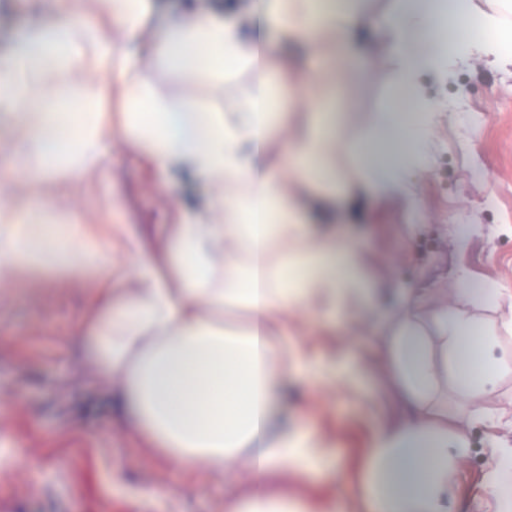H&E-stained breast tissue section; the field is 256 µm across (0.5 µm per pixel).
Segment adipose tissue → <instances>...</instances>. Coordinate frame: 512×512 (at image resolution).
I'll list each match as a JSON object with an SVG mask.
<instances>
[{"label": "adipose tissue", "instance_id": "adipose-tissue-1", "mask_svg": "<svg viewBox=\"0 0 512 512\" xmlns=\"http://www.w3.org/2000/svg\"><path fill=\"white\" fill-rule=\"evenodd\" d=\"M37 23L0 54V151L23 176L0 170V288L28 280L78 285L92 305L78 324L92 361L116 381L131 434L185 472L223 470L246 455L253 484L224 500V512H336L329 496H292L275 479L311 478L322 433L288 422V369L307 351L294 310L317 323L349 322L344 306L367 293L364 254L337 245L336 153L373 145L350 204L352 221L391 194L413 200L409 171L429 164L437 108L418 77L444 73L463 54L500 56L498 45L463 42L448 52L424 33L433 18L423 0L390 9L322 10L319 0H235L200 8L187 0L153 40L143 38L160 0H29ZM111 41H103L102 28ZM385 37L379 64L418 114L412 144L397 153L392 116L375 115L341 139L326 115L337 87L363 76L337 73V56L362 54ZM188 91H156L157 69ZM101 71L98 82L87 73ZM230 91L234 108L214 96ZM109 100L112 110L97 107ZM73 109L79 136L62 145L57 114ZM145 182L185 187L165 237L150 225L110 221L125 189L106 180L112 141ZM94 199L98 223L73 210L74 190ZM439 348L430 353L402 288L398 323L385 345L410 398L409 409L377 427L371 474L378 486L367 512H448L455 457L469 448L449 433L436 391L448 355L473 329L463 307L430 315Z\"/></svg>", "mask_w": 512, "mask_h": 512}]
</instances>
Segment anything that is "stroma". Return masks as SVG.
I'll use <instances>...</instances> for the list:
<instances>
[{"mask_svg":"<svg viewBox=\"0 0 512 512\" xmlns=\"http://www.w3.org/2000/svg\"><path fill=\"white\" fill-rule=\"evenodd\" d=\"M35 22L28 0H0V53ZM376 55L372 49L356 59L364 80L346 107L366 119L391 113L409 130L412 107L394 96ZM419 83L446 110L431 163L413 176L418 207L388 197L366 223L334 225L338 239L366 254L364 274L380 309L336 332L312 329L311 314L299 312L315 367L291 380L308 393L294 423L334 439L318 458L317 491L340 501L365 495L371 434L405 405L392 361L378 356L376 343L395 319V285L414 289L423 319L436 307L466 304L463 284H497L498 306L471 310L469 345L470 365L480 369L482 345L495 337L494 393L462 391L452 372L441 394L449 423L465 428L471 442L453 465L448 512H492L484 483L497 465L493 447H512V331L502 327L512 318V68L465 58L451 75L426 72ZM124 155L122 141H113L111 176L131 190L117 220L166 223L169 190L140 186ZM461 227L470 232L464 247ZM87 307L79 287L21 283L0 295V512H224L225 496L248 483L246 469L230 460L220 473H188L130 437L127 415L113 408L112 386L97 376L76 332ZM478 411L491 412L493 421L472 424Z\"/></svg>","mask_w":512,"mask_h":512,"instance_id":"stroma-1","label":"stroma"}]
</instances>
